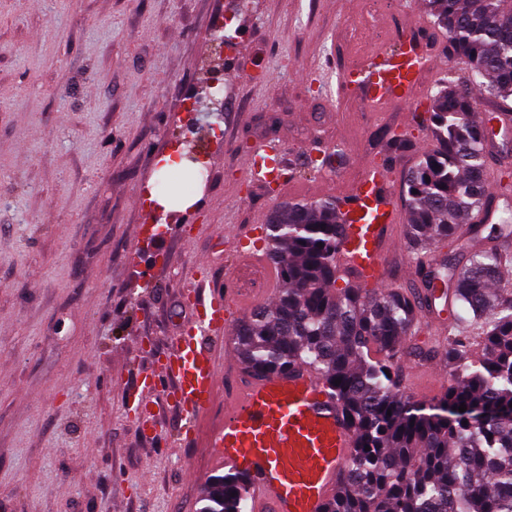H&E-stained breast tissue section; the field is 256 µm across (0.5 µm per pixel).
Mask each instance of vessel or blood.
<instances>
[{
	"label": "vessel or blood",
	"instance_id": "obj_1",
	"mask_svg": "<svg viewBox=\"0 0 512 512\" xmlns=\"http://www.w3.org/2000/svg\"><path fill=\"white\" fill-rule=\"evenodd\" d=\"M419 63L371 53L366 62L345 70L342 82L362 89L374 106L391 99L407 100L416 90ZM280 166L275 143L254 147L245 160L255 179L274 175ZM384 174L369 168L355 185L354 200L338 253L341 269L354 273L357 284L381 286L386 280L384 248L392 238L396 212L383 199ZM241 269H257L266 288L278 287L274 264L256 251L243 253ZM234 277L220 286L203 285L194 292L191 317L160 374L144 379L157 393L160 378L170 379L178 407L196 420L214 400L218 372L214 340L228 329L225 313L233 305H249L248 293H236ZM207 447L216 463L249 474L254 512H322L345 472L354 432L333 393L311 368L253 378L224 393V423L210 431Z\"/></svg>",
	"mask_w": 512,
	"mask_h": 512
}]
</instances>
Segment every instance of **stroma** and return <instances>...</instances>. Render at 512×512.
Listing matches in <instances>:
<instances>
[{"label":"stroma","mask_w":512,"mask_h":512,"mask_svg":"<svg viewBox=\"0 0 512 512\" xmlns=\"http://www.w3.org/2000/svg\"><path fill=\"white\" fill-rule=\"evenodd\" d=\"M365 0H0V512H199L219 474L204 441L185 443L171 400L132 402L160 372L190 312L199 260L221 282L281 203L337 198L382 163L387 128L335 81L387 48ZM236 32L235 55L211 39ZM387 26L422 30L431 65L391 113L415 147L387 167L396 238L403 175L430 148L417 103L466 77L422 0ZM254 72L246 80L236 69ZM220 112H187L202 88ZM223 128V137L212 134ZM273 141L292 155L278 189L242 159ZM202 174L161 242L138 204L168 156ZM389 287L421 289L406 246L386 247Z\"/></svg>","instance_id":"1"}]
</instances>
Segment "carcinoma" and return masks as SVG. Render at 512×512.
Returning a JSON list of instances; mask_svg holds the SVG:
<instances>
[{"instance_id":"cac0c4a2","label":"carcinoma","mask_w":512,"mask_h":512,"mask_svg":"<svg viewBox=\"0 0 512 512\" xmlns=\"http://www.w3.org/2000/svg\"><path fill=\"white\" fill-rule=\"evenodd\" d=\"M424 2L446 33L448 55L469 65L466 81L445 78L430 96L433 147L402 182L415 253L456 240L459 225H470L465 262L449 260L440 272L417 268L424 288L451 298L448 344L437 351L448 388L428 403L396 393L403 343L421 304L400 288L337 287L343 220L330 198L272 212L264 240L281 288L233 335L246 375L305 364L350 417L355 447L324 512H512V296L498 288L509 260L483 243L477 222L493 211L499 233L512 231V209L487 188L494 116H478L487 98L512 100V0ZM165 178L170 196L180 198L193 175L175 170ZM473 325L482 330L479 359L470 353ZM249 485L234 469L213 477L200 512H245Z\"/></svg>"}]
</instances>
